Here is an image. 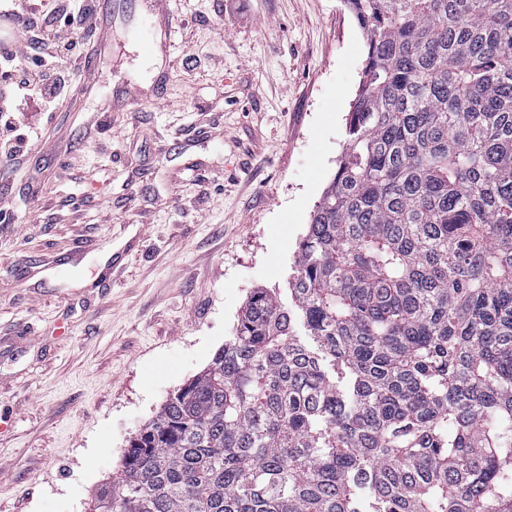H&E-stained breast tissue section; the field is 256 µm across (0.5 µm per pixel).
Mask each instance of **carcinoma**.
<instances>
[{
    "instance_id": "cac0c4a2",
    "label": "carcinoma",
    "mask_w": 512,
    "mask_h": 512,
    "mask_svg": "<svg viewBox=\"0 0 512 512\" xmlns=\"http://www.w3.org/2000/svg\"><path fill=\"white\" fill-rule=\"evenodd\" d=\"M344 2L365 66L289 298L90 512H512V0Z\"/></svg>"
}]
</instances>
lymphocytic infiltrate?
Listing matches in <instances>:
<instances>
[{"label": "lymphocytic infiltrate", "instance_id": "lymphocytic-infiltrate-1", "mask_svg": "<svg viewBox=\"0 0 512 512\" xmlns=\"http://www.w3.org/2000/svg\"><path fill=\"white\" fill-rule=\"evenodd\" d=\"M91 18L85 0H0L1 160L25 157L39 138L21 111H55L73 93L81 75L71 62Z\"/></svg>", "mask_w": 512, "mask_h": 512}]
</instances>
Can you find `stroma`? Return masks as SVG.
I'll list each match as a JSON object with an SVG mask.
<instances>
[{"label":"stroma","instance_id":"obj_1","mask_svg":"<svg viewBox=\"0 0 512 512\" xmlns=\"http://www.w3.org/2000/svg\"><path fill=\"white\" fill-rule=\"evenodd\" d=\"M133 2L93 93L0 163V512H89L250 293L287 288L342 152L366 54L343 0H169L166 55Z\"/></svg>","mask_w":512,"mask_h":512}]
</instances>
